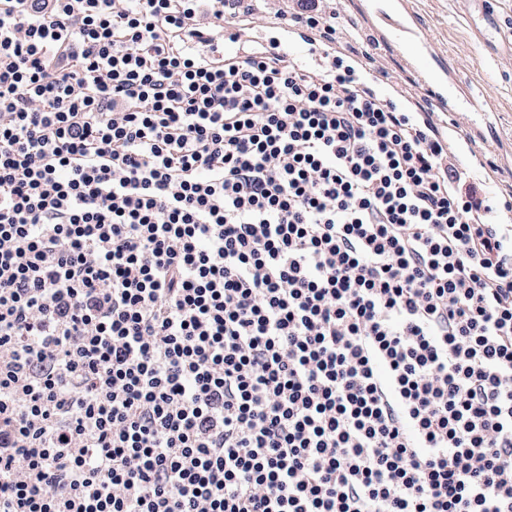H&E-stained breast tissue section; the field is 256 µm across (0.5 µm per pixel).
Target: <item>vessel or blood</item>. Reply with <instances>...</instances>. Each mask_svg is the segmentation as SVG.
Listing matches in <instances>:
<instances>
[{
  "label": "vessel or blood",
  "mask_w": 512,
  "mask_h": 512,
  "mask_svg": "<svg viewBox=\"0 0 512 512\" xmlns=\"http://www.w3.org/2000/svg\"><path fill=\"white\" fill-rule=\"evenodd\" d=\"M357 8L367 19L374 38L395 53L404 70L413 75L434 112L445 116L460 112L469 114L463 136L466 145L477 144L485 148L497 145L490 119L494 111L492 101L482 94L479 85H461L457 73L449 70L434 46L419 39V22L408 0H359ZM212 41L231 57L250 50H268L307 57L316 62L321 59L320 52L308 45L302 29L282 24H260L246 39L240 33L224 31L214 34Z\"/></svg>",
  "instance_id": "vessel-or-blood-1"
}]
</instances>
